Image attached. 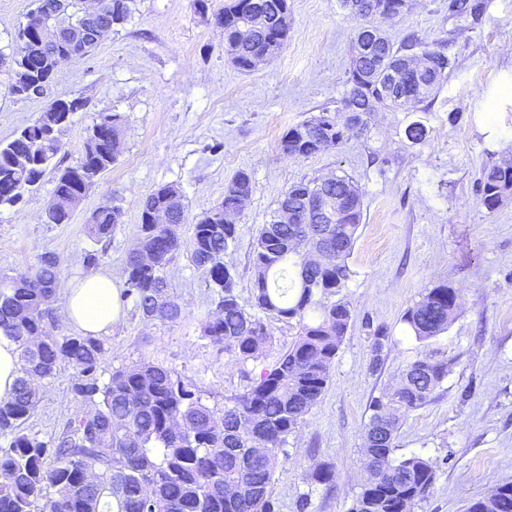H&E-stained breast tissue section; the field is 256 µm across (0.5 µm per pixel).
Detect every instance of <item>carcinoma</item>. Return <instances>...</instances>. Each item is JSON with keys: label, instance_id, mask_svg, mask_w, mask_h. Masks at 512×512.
<instances>
[{"label": "carcinoma", "instance_id": "1", "mask_svg": "<svg viewBox=\"0 0 512 512\" xmlns=\"http://www.w3.org/2000/svg\"><path fill=\"white\" fill-rule=\"evenodd\" d=\"M95 23L109 32L133 18L134 0H102ZM376 0H341L360 13L359 27L374 26ZM203 21L214 18L227 29L224 53L239 70L253 69L251 59L268 52L275 58L291 27L288 0H259L254 13L242 14L239 0H224L211 11L209 0H192ZM479 0H450L449 15L476 17ZM64 52L85 55L78 46L41 40L21 23L8 50L0 49V66H8L7 91L18 87L24 98L43 97ZM422 54L427 61L418 77L391 87L388 70ZM457 61L442 46L433 47L416 34L392 42L383 31L355 33L350 68L340 107L323 109L288 129L282 153L294 159L320 152L317 143L339 146L365 134L374 114L407 109V101L426 111ZM66 113L49 100L36 119L8 142H0V208L18 205L46 175L54 184L47 224H66L71 202L95 184L122 153L124 117L100 112L89 128L83 152L73 166H61V135ZM405 136L424 141L427 126L409 123ZM314 198H341L338 217L304 222L296 191ZM254 191L251 177L238 172L224 186V199L192 222L184 240L176 232L188 223L184 195L176 184H162L140 205L138 249L128 255L120 300L132 301L143 319L176 322L183 316L170 294L167 268L182 251L201 270L212 290L213 309L200 319L201 337L240 367L242 391L211 406L164 364L142 361L100 380L112 346L100 337L57 335L59 263L40 254L25 271L0 277V341L14 345L19 361L12 390L0 397V512H277L276 475L288 460V439L331 381V367L350 327L352 314L340 294L353 271L348 259L363 220V193L349 178L303 179L284 189L271 220L262 225L250 257L251 310L236 291L233 267L224 254L237 243V224ZM478 201L495 210L512 195V162L485 166L477 180ZM163 209L168 224H147L146 215ZM123 212L103 204L85 224L88 238L108 242ZM458 289L440 284L426 289L400 319L402 331L424 343L447 332L460 305ZM297 328L296 336L275 364L255 375L248 366L263 357L271 341L269 325ZM392 343L391 331H372V369ZM73 371L72 392L84 411L47 438L30 433L26 422L38 407L42 387L63 369ZM450 362L430 354L405 364L400 381L374 398L363 428L361 463L367 477L350 512H412L425 501L436 480L437 461L422 454L397 455L404 420L430 403L448 377ZM334 470L325 463L305 475L310 485H329ZM467 512H512V484L497 486L472 502Z\"/></svg>", "mask_w": 512, "mask_h": 512}]
</instances>
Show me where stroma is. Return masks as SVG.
Returning <instances> with one entry per match:
<instances>
[{"label":"stroma","mask_w":512,"mask_h":512,"mask_svg":"<svg viewBox=\"0 0 512 512\" xmlns=\"http://www.w3.org/2000/svg\"><path fill=\"white\" fill-rule=\"evenodd\" d=\"M288 5L285 46L248 74L226 57L222 28L200 21L191 0H135L129 24L109 32L87 56L61 64L48 97L85 103L62 137L63 164L77 163L101 112L124 115L123 152L69 223L43 220L53 190L48 178L16 207L0 209V275L24 271L38 254L50 253L61 282L97 271L122 280L142 197L159 184H178L194 217L220 202L225 185L244 171L255 189L224 261L235 268L246 305L252 244L279 193L303 179L350 177L364 194V220L350 257L354 274L341 292L351 324L328 389L288 440L286 470L275 484L278 510L297 512L305 494L308 512H350L365 477L358 450L369 403L402 365L427 353L448 358L451 371L434 400L406 419L397 443L401 454L440 462L431 495L414 512H464L468 503L512 483V196L489 211L477 195L483 164L512 159V0H485L478 18L467 20L449 17L448 0H415L412 10L381 21L392 42L413 32L444 42L458 62L422 115L425 142L413 145L404 137L414 113L381 112L361 138L297 160L282 155L281 137L311 113L335 109L357 22L338 0ZM7 80L0 70V141L31 123L45 100L11 96ZM489 112L497 115L492 127L485 123ZM109 201L121 206L123 222L97 266L89 267L83 257L96 245L84 224ZM168 279L183 319L147 321L125 305L108 335L109 366L161 362L209 404L223 405L245 381L239 367L201 337L199 316L211 303L205 277L183 252ZM442 283L461 293L447 333L424 346H391L371 369L372 328L399 330L403 313ZM71 385L64 370L46 387L32 420L35 432L48 435L80 411ZM318 462L332 467L335 483L306 482Z\"/></svg>","instance_id":"35a3bbf8"}]
</instances>
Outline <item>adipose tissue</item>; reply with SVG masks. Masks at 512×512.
I'll return each instance as SVG.
<instances>
[{"mask_svg": "<svg viewBox=\"0 0 512 512\" xmlns=\"http://www.w3.org/2000/svg\"><path fill=\"white\" fill-rule=\"evenodd\" d=\"M63 295L67 315L82 333L104 335L120 317L118 290L110 273L99 272L67 283Z\"/></svg>", "mask_w": 512, "mask_h": 512, "instance_id": "1", "label": "adipose tissue"}]
</instances>
